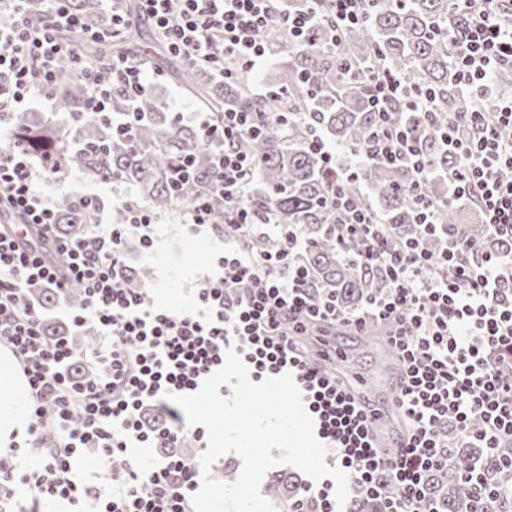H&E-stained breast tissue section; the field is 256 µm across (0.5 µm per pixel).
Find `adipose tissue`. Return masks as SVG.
<instances>
[{"instance_id":"1","label":"adipose tissue","mask_w":512,"mask_h":512,"mask_svg":"<svg viewBox=\"0 0 512 512\" xmlns=\"http://www.w3.org/2000/svg\"><path fill=\"white\" fill-rule=\"evenodd\" d=\"M28 390L26 379L9 349L0 348V453L26 437L29 415L22 399Z\"/></svg>"}]
</instances>
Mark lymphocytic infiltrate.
Masks as SVG:
<instances>
[{"mask_svg": "<svg viewBox=\"0 0 512 512\" xmlns=\"http://www.w3.org/2000/svg\"><path fill=\"white\" fill-rule=\"evenodd\" d=\"M304 0L290 9L283 0H139L140 15L169 49L185 62L206 68L213 79L244 84L271 49L265 30L280 24L299 37L320 19L334 32L365 21L363 0ZM0 0V78L8 87L0 99V124L15 108L38 97L51 101L56 62L72 47L66 33L89 40L120 38L129 23L123 0H104V21L90 22L72 11L71 0ZM448 37L461 95L474 107L440 122L428 92L408 86L404 75L377 66L365 74L374 124L365 154L404 165L411 172L405 193L421 232L400 247L388 242L386 225L361 209L346 186L351 166L339 159L316 123L306 125L307 147L322 161L327 184L324 206L339 243L357 239L360 267L379 272L383 292L348 314L333 299L314 300L313 281L300 263L303 242L295 231L275 230L277 245L243 252L241 235L262 233L267 213L248 201L255 168L239 142L260 134L263 118L244 109H225L222 120L198 118L202 140L221 142L208 190L185 209L192 229L212 225L224 237L217 263L224 271L197 290L192 309L162 307L144 287H119L128 270L124 242L138 233L143 248L154 245L147 208L129 207L125 223L102 228L97 198L84 203L94 218L83 233L60 232L57 209L41 186L62 180L59 162L39 157L18 143L0 152V345L9 346L27 378L33 469L16 458L0 457V512H39L54 504L66 512H193L190 496L202 477L197 456L180 453L192 439L206 445L203 427L187 426L181 409L164 400L167 392L199 389L218 370L227 349H235L254 382L291 373L315 421V434L329 453L328 466L349 473L345 507L335 501V483L325 478L301 485L291 512H354L387 484L396 493L381 512H436L425 492V476L447 460L448 435L474 437L495 452L512 442V250L486 253L468 235L438 253L428 237L446 234L439 205L425 193L432 173L421 141L440 135L458 159L447 174L452 200L476 203L489 230L512 239V95L499 91L496 76L512 70V0H452ZM84 84V110L107 116L112 89L129 97L148 88L141 63L112 59L107 70L76 59ZM399 103L401 113L390 112ZM41 283L57 295L80 285L83 298L69 313L73 329L95 326L96 346L84 355L87 370L75 377V352L62 336L44 332V314L30 294ZM388 328L390 349L404 370L394 395L406 424L390 454L369 438L372 408L357 384H339L328 364L341 358L332 341L337 327L364 333L366 326ZM327 366H313L312 354ZM481 430H473L474 421ZM160 449L147 464L127 461L133 446ZM102 465L124 458L111 472L112 493L101 496L84 479L89 456ZM499 486L465 477L461 487L478 496L477 512H501L512 496V463Z\"/></svg>", "mask_w": 512, "mask_h": 512, "instance_id": "obj_1", "label": "lymphocytic infiltrate"}]
</instances>
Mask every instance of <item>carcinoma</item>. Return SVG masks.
Segmentation results:
<instances>
[{"label": "carcinoma", "instance_id": "obj_1", "mask_svg": "<svg viewBox=\"0 0 512 512\" xmlns=\"http://www.w3.org/2000/svg\"><path fill=\"white\" fill-rule=\"evenodd\" d=\"M75 11L94 23L102 22L99 0H72ZM449 0H365V24L347 30L340 48L332 46L333 32L327 23L310 28L302 43L288 41L279 24L264 33L269 47L287 49L288 63L279 74V96L257 99L240 86L228 87L215 81L203 68L176 70L181 86L193 95L200 107L218 121L224 105L259 112L267 125L257 139L247 137L240 148L256 162L249 187L250 203L269 212L271 221L290 225L306 240L300 260L311 272L316 295L336 298L337 307L350 312L360 307L364 297L382 286L379 275L347 260L330 217L323 206L326 186L318 170L320 161L305 145L306 129L300 114L311 112L326 138L360 158L348 191L358 204H368L388 224L389 237L397 245L418 234L415 211L403 189L411 172L405 166H392L367 160L362 152L368 142L373 113L356 71L383 62L390 70L402 73L409 84L429 91L435 111L450 117L471 106L473 101L458 95L456 75L449 57ZM139 32L131 31L118 44L74 41L75 52L97 64L110 61L114 54L134 55ZM85 88L75 77L70 61L57 65L54 103L66 114L75 134L65 139L60 130L37 116L17 119L11 143L21 142L39 154L62 155L68 170L102 180L114 177L134 184L148 206L156 212L189 203L204 192L211 181V155L221 143L206 144L197 130L179 125L151 94L135 102L114 91L112 112L135 125L136 142L129 145L113 132L112 116L93 117L80 111ZM136 111H128L129 105ZM429 156L434 176L426 193L441 204L438 219L446 225L448 237L459 229L456 208L449 201L445 174L455 166L454 157L432 137L421 144ZM191 165L196 180L183 183L178 178L180 161ZM63 228L80 230L89 223L85 209L76 197H63L57 203ZM470 233L478 248L487 253H503L512 241L498 237L475 224ZM448 449V464L425 477V488L440 512H472L473 502L461 489L466 475L493 476L501 462L512 458V448L489 455L482 448ZM267 491L278 500L293 502L297 480L282 471L272 476Z\"/></svg>", "mask_w": 512, "mask_h": 512}]
</instances>
